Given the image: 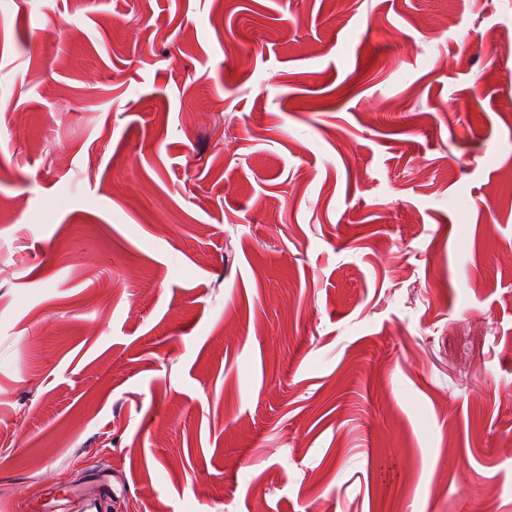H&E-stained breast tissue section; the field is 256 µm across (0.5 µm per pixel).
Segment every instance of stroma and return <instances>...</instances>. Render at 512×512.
Masks as SVG:
<instances>
[{
	"instance_id": "1",
	"label": "stroma",
	"mask_w": 512,
	"mask_h": 512,
	"mask_svg": "<svg viewBox=\"0 0 512 512\" xmlns=\"http://www.w3.org/2000/svg\"><path fill=\"white\" fill-rule=\"evenodd\" d=\"M0 204V512H512V0H0Z\"/></svg>"
}]
</instances>
